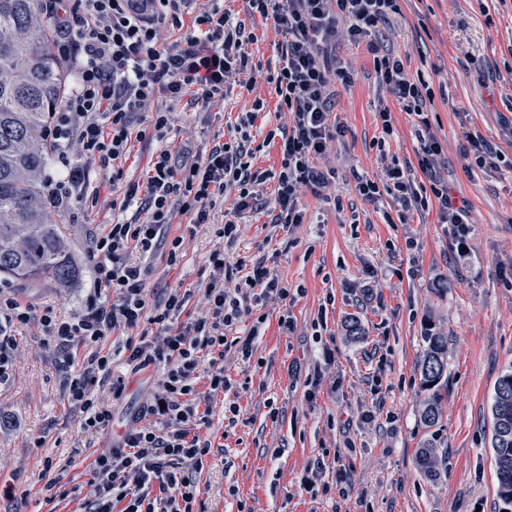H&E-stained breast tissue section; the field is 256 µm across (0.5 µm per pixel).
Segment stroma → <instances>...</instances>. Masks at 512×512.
Masks as SVG:
<instances>
[{
  "mask_svg": "<svg viewBox=\"0 0 512 512\" xmlns=\"http://www.w3.org/2000/svg\"><path fill=\"white\" fill-rule=\"evenodd\" d=\"M402 9L392 47L408 55L410 72L433 82L426 116L444 148L439 172L451 195L470 205L468 253L458 256L437 205L388 224L383 214L395 208L391 197L370 205L355 196L356 176L380 167L375 73L366 46L341 45L336 53L350 62L354 81L336 90L332 117L345 135L332 143L327 165L336 171L342 206L304 194L305 222L293 230L272 225L263 212L240 217L230 258L264 260L293 295L249 301L226 328L229 390L216 394L206 378L197 380L195 398L209 409L200 433L212 447L196 476L193 512H512L499 497L490 447L494 387L512 367V7L499 0H404ZM257 97L266 109L256 127L287 122L260 79L250 91L230 88L209 112L186 107L167 139L207 156ZM467 132L500 151L502 161L467 171ZM87 192L97 196L96 206L56 215L80 277L59 288L0 276V296L50 306L63 317L86 311L95 298L90 242L124 197L95 171ZM216 231L174 218L168 235L183 237L185 250L176 265L165 244L148 257L150 303H164L178 288L189 294L184 318L205 315L203 289L213 276L207 257L221 244ZM285 315L293 317V331L281 328ZM429 319L448 337V392L431 429L419 421ZM353 320L363 335L347 336ZM11 334L13 375L0 384V512H80L97 456L127 427L150 425L146 407L165 367L132 370L124 351L139 343L138 333L111 332L100 348L114 356L112 374L89 391L111 410L112 425L87 430L68 398V380L82 373L90 346L74 344V363L65 370L38 323ZM430 440L440 460L432 479L417 466ZM319 458L320 482L335 484L337 467H346L347 496L300 490Z\"/></svg>",
  "mask_w": 512,
  "mask_h": 512,
  "instance_id": "stroma-1",
  "label": "stroma"
}]
</instances>
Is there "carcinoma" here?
I'll use <instances>...</instances> for the list:
<instances>
[{
	"mask_svg": "<svg viewBox=\"0 0 512 512\" xmlns=\"http://www.w3.org/2000/svg\"><path fill=\"white\" fill-rule=\"evenodd\" d=\"M54 28L47 0H0V275L65 288L79 269L41 181L48 157L44 135L68 84L53 52ZM424 340L420 375L429 395L422 400L420 421L433 428L448 383V337L430 321ZM491 416L499 494L511 504L512 368L495 385ZM417 464L424 475L436 476L434 443L422 447Z\"/></svg>",
	"mask_w": 512,
	"mask_h": 512,
	"instance_id": "1",
	"label": "carcinoma"
}]
</instances>
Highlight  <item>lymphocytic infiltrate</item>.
Segmentation results:
<instances>
[{
  "instance_id": "obj_1",
  "label": "lymphocytic infiltrate",
  "mask_w": 512,
  "mask_h": 512,
  "mask_svg": "<svg viewBox=\"0 0 512 512\" xmlns=\"http://www.w3.org/2000/svg\"><path fill=\"white\" fill-rule=\"evenodd\" d=\"M61 2L50 0L49 8L56 16L58 52L73 71L75 85L45 134L56 164L55 175L45 184L50 205L65 212L83 199L88 165L121 180L123 172L115 164L131 151L136 115L149 116L161 146L144 181L129 185L125 193L124 203L136 206L137 218L105 225L93 240L94 291L114 294V301L91 304L82 315L65 319L48 306L37 314L29 305L0 298V382L12 374L13 340L4 326L23 327L39 319L68 367L74 343L96 344L117 329L157 325L161 339L129 346L126 358L137 370L161 361L170 365L147 407L154 425L127 429L118 447L95 459L87 512H192L198 492L192 475L203 469L211 449L199 433L207 415L193 398L200 356L210 357L206 373L211 391L226 389L224 359L217 354L225 327L237 319L251 293L285 300L290 291L261 260L242 280L226 284L228 264L218 248L208 256L216 275L204 289L212 315L182 323L178 317L187 294L176 289L164 304L149 305L148 269L130 260V253H152L178 214L207 224L216 211H223L218 235L232 244L241 213L268 205L273 223L293 228L304 221L298 205L303 192L330 199L335 175L324 160L331 142L345 134L331 112L337 86L353 82L349 63L336 55L342 43H366L373 56L383 133L377 148L385 149V138L393 132V109L416 117L421 128L416 167L382 165L373 175L357 176L355 193L370 204L391 196L402 224L408 211L437 204L461 256L468 249L470 207L450 196L437 171L443 148L425 117L432 87L424 78L409 76L403 59L378 38L381 27L401 15L402 0H244L245 18L272 23L282 37L279 62L268 70L251 63L245 51L255 39L245 18L224 11L218 0L196 13V34L180 40L165 37L163 26H181L195 0H76L75 9L66 12ZM260 75L277 98V111L288 115L279 128L277 170L256 169L250 162L252 129L264 108L260 99L242 113L228 141L215 143L202 160L166 144L182 101L205 111L223 100L227 85L249 88ZM419 173L424 176L420 182L415 179ZM270 182L277 193L269 203L264 187ZM83 364V374L70 383L69 398L84 413L85 429L97 430L108 426L112 415L91 398L88 386L96 377L110 376L112 357L95 352Z\"/></svg>"
}]
</instances>
